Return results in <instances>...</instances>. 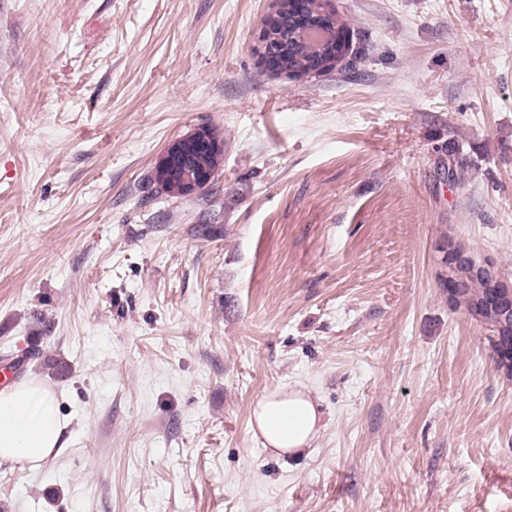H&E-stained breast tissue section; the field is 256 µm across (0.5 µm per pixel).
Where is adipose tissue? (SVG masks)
I'll return each instance as SVG.
<instances>
[{
	"instance_id": "ef3b65f1",
	"label": "adipose tissue",
	"mask_w": 512,
	"mask_h": 512,
	"mask_svg": "<svg viewBox=\"0 0 512 512\" xmlns=\"http://www.w3.org/2000/svg\"><path fill=\"white\" fill-rule=\"evenodd\" d=\"M321 429V413L308 390L284 386L252 407L251 432L270 456L298 457L310 451ZM66 423L56 397L31 380L0 389V460L37 469L64 448Z\"/></svg>"
}]
</instances>
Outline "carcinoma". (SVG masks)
<instances>
[{
  "instance_id": "carcinoma-1",
  "label": "carcinoma",
  "mask_w": 512,
  "mask_h": 512,
  "mask_svg": "<svg viewBox=\"0 0 512 512\" xmlns=\"http://www.w3.org/2000/svg\"><path fill=\"white\" fill-rule=\"evenodd\" d=\"M282 13L279 37V58L282 70L294 77L310 75L316 50L324 55L322 73H331L344 60L338 40L344 34L345 24L327 9L326 0H303L304 9L291 8V0H279ZM207 137L219 147L206 148L188 138L179 142L180 151L170 157V166L163 173L153 170L150 182L156 191L171 198H185L187 176L202 180L219 175L224 160V137L213 126L205 127ZM489 288L481 279H473L463 292L469 302L484 300Z\"/></svg>"
}]
</instances>
